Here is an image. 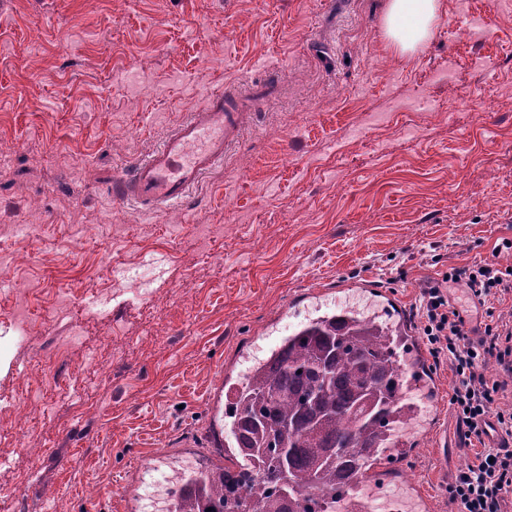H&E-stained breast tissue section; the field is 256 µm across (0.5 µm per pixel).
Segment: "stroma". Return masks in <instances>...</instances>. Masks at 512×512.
Segmentation results:
<instances>
[{"instance_id": "35a3bbf8", "label": "stroma", "mask_w": 512, "mask_h": 512, "mask_svg": "<svg viewBox=\"0 0 512 512\" xmlns=\"http://www.w3.org/2000/svg\"><path fill=\"white\" fill-rule=\"evenodd\" d=\"M387 0H0V496L141 512L149 457L219 459L209 396L366 282L410 324L448 266L512 267V13L441 0L403 54ZM274 80L241 143L182 203L112 198L207 96ZM36 230L17 237L14 225ZM81 327L69 344L70 324ZM441 440L402 459L432 512L483 447L461 437L448 364ZM191 453H182L185 444Z\"/></svg>"}]
</instances>
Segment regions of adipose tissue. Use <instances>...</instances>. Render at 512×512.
<instances>
[{"instance_id": "1", "label": "adipose tissue", "mask_w": 512, "mask_h": 512, "mask_svg": "<svg viewBox=\"0 0 512 512\" xmlns=\"http://www.w3.org/2000/svg\"><path fill=\"white\" fill-rule=\"evenodd\" d=\"M440 0H388L383 31L403 53L415 50L432 35Z\"/></svg>"}]
</instances>
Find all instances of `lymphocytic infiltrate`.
Instances as JSON below:
<instances>
[{
  "label": "lymphocytic infiltrate",
  "instance_id": "1",
  "mask_svg": "<svg viewBox=\"0 0 512 512\" xmlns=\"http://www.w3.org/2000/svg\"><path fill=\"white\" fill-rule=\"evenodd\" d=\"M463 287V301L482 305L512 296V270L495 263L449 266L441 277L424 285L418 316L434 359H446L455 376L450 403L464 440L481 439L484 425L494 422L500 442L478 453L448 485V499L460 512H504L512 491V408L501 402L512 388V310L498 314L483 331L469 327L463 301L450 291ZM495 362L503 376L487 378L482 364Z\"/></svg>",
  "mask_w": 512,
  "mask_h": 512
}]
</instances>
